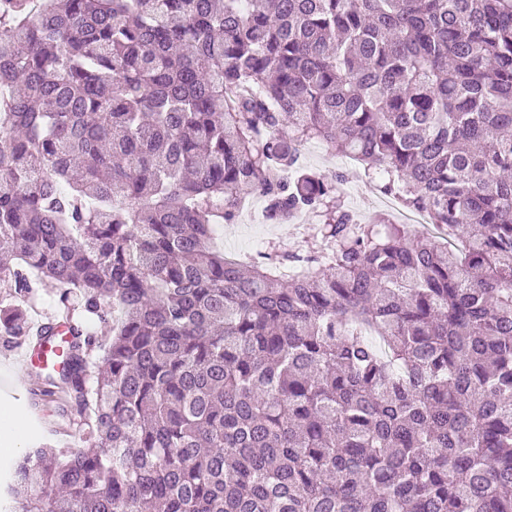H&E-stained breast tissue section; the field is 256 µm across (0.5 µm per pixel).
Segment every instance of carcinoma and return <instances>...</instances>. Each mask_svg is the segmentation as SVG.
<instances>
[{"mask_svg":"<svg viewBox=\"0 0 512 512\" xmlns=\"http://www.w3.org/2000/svg\"><path fill=\"white\" fill-rule=\"evenodd\" d=\"M311 142L442 236L357 223ZM253 194L314 243L225 254ZM31 273L112 341L62 322L28 403L79 447L7 465V512H512V0H0Z\"/></svg>","mask_w":512,"mask_h":512,"instance_id":"carcinoma-1","label":"carcinoma"}]
</instances>
